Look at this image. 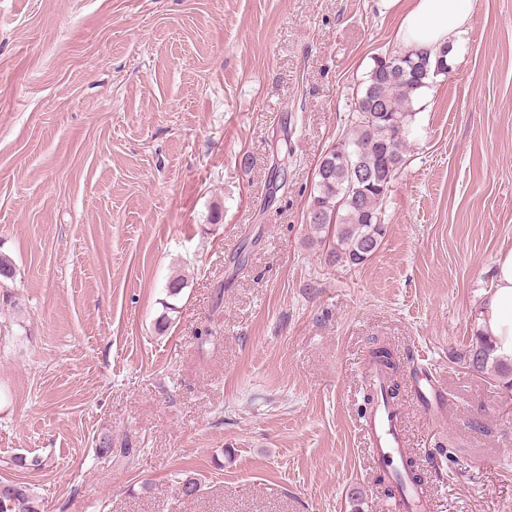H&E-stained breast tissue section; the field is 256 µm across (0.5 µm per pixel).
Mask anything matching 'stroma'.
Instances as JSON below:
<instances>
[{"mask_svg": "<svg viewBox=\"0 0 512 512\" xmlns=\"http://www.w3.org/2000/svg\"><path fill=\"white\" fill-rule=\"evenodd\" d=\"M400 16L382 0H0V253L18 269L0 286V480L29 483L41 512H382L359 416L379 342L433 512H512V400L459 360L512 245V0H472L463 50L416 96L378 253L329 265L306 222ZM284 143L288 194L270 203ZM206 323L221 339L202 350ZM423 376L444 405L414 398ZM105 434L129 462L96 453ZM180 470L205 478L197 499L177 498ZM184 288H186V282L181 276H175L168 281L166 288H164L165 298L161 302L165 312L159 317L157 322L160 329L165 328L170 323V318L165 315L166 311L174 312L176 309L175 302L179 300Z\"/></svg>", "mask_w": 512, "mask_h": 512, "instance_id": "35a3bbf8", "label": "stroma"}]
</instances>
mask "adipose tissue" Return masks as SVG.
<instances>
[{"instance_id": "ef3b65f1", "label": "adipose tissue", "mask_w": 512, "mask_h": 512, "mask_svg": "<svg viewBox=\"0 0 512 512\" xmlns=\"http://www.w3.org/2000/svg\"><path fill=\"white\" fill-rule=\"evenodd\" d=\"M401 8L400 44L405 48L456 51L471 16V0H384ZM478 324L495 338L497 353L512 358V247L502 248L494 260L492 286L476 312Z\"/></svg>"}]
</instances>
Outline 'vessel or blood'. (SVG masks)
<instances>
[{"label": "vessel or blood", "instance_id": "obj_1", "mask_svg": "<svg viewBox=\"0 0 512 512\" xmlns=\"http://www.w3.org/2000/svg\"><path fill=\"white\" fill-rule=\"evenodd\" d=\"M364 427L370 454L378 466L392 474L401 473L406 446L402 413L390 405L379 406ZM403 495L405 512H431V499L422 488L406 485Z\"/></svg>", "mask_w": 512, "mask_h": 512}]
</instances>
